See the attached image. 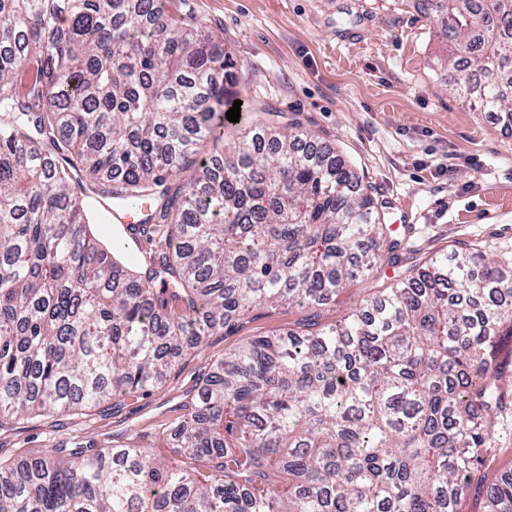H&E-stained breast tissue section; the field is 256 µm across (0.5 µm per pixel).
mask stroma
Here are the masks:
<instances>
[{
    "label": "stroma",
    "mask_w": 512,
    "mask_h": 512,
    "mask_svg": "<svg viewBox=\"0 0 512 512\" xmlns=\"http://www.w3.org/2000/svg\"><path fill=\"white\" fill-rule=\"evenodd\" d=\"M223 38L251 124L300 120L333 141L364 176L403 250L455 248L512 263V130L433 68L442 46L414 0H170ZM395 275L383 267L350 284L321 315L335 322ZM301 310L260 307L229 334L207 337L145 393L65 415L10 421L0 458H37L81 444L133 442L178 462L169 434L202 376L242 341L298 321ZM485 482L512 472V411L494 426Z\"/></svg>",
    "instance_id": "1"
}]
</instances>
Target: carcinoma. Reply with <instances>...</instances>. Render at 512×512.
<instances>
[{
    "label": "carcinoma",
    "mask_w": 512,
    "mask_h": 512,
    "mask_svg": "<svg viewBox=\"0 0 512 512\" xmlns=\"http://www.w3.org/2000/svg\"><path fill=\"white\" fill-rule=\"evenodd\" d=\"M419 3L445 84L511 127L512 0ZM168 4L0 0V426L146 391L260 305L305 316L206 374L181 464L135 443L0 460V512H459L512 408V267L398 252L299 124L224 148L233 61ZM87 190L138 209L145 258L101 244ZM383 262L392 287L321 322ZM486 498L512 512V475Z\"/></svg>",
    "instance_id": "carcinoma-1"
}]
</instances>
